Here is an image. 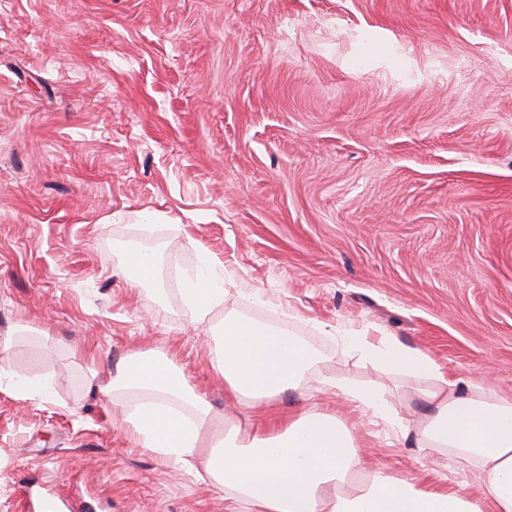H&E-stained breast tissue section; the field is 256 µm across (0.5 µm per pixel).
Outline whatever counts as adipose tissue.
I'll return each mask as SVG.
<instances>
[{
  "label": "adipose tissue",
  "mask_w": 512,
  "mask_h": 512,
  "mask_svg": "<svg viewBox=\"0 0 512 512\" xmlns=\"http://www.w3.org/2000/svg\"><path fill=\"white\" fill-rule=\"evenodd\" d=\"M344 341L372 365L431 379L420 392L424 412L413 422L400 416L376 386L345 387L341 393L413 437L418 447L445 448L476 461L480 494L423 488L383 472L356 491L343 492L364 462L358 431L312 408L289 409L282 427L258 425L247 436L239 426L226 425L223 440L203 454L200 428L210 408L173 361L132 356L112 382L156 396L127 417L142 447L179 467L199 466L231 501L252 512H512V400L468 382L448 381L428 354L396 340L350 333ZM217 347L216 372L224 381L226 401L254 412L284 391L299 389L316 362L313 349L289 330L238 316L225 317ZM176 403L189 407L191 416L174 412Z\"/></svg>",
  "instance_id": "obj_1"
}]
</instances>
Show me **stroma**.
Returning <instances> with one entry per match:
<instances>
[{
    "label": "stroma",
    "mask_w": 512,
    "mask_h": 512,
    "mask_svg": "<svg viewBox=\"0 0 512 512\" xmlns=\"http://www.w3.org/2000/svg\"><path fill=\"white\" fill-rule=\"evenodd\" d=\"M132 246L154 285L133 286ZM207 271L224 299L201 321L182 287ZM228 314L317 353L280 404L358 424L347 491L382 469L476 490V464L318 382L414 418L427 380L341 341L364 332L512 399V0H0V512L30 490L228 512L138 445L143 392L101 391L163 354L210 405L204 443L247 428L215 374ZM125 264L132 274V282L136 286L152 284L158 276V268L154 254L145 247H131L127 250Z\"/></svg>",
    "instance_id": "35a3bbf8"
}]
</instances>
